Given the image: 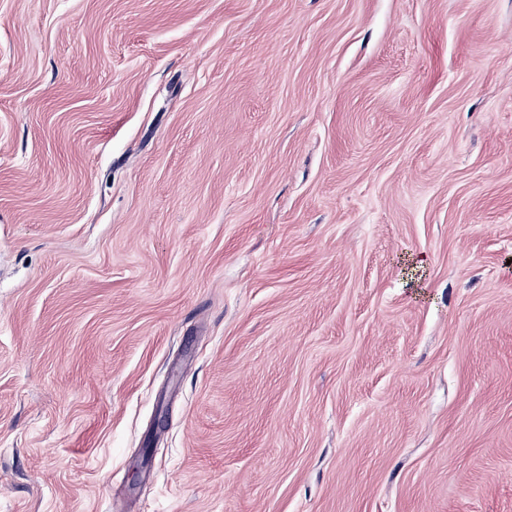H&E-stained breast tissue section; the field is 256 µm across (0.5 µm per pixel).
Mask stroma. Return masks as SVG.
Instances as JSON below:
<instances>
[{
	"label": "stroma",
	"instance_id": "1",
	"mask_svg": "<svg viewBox=\"0 0 512 512\" xmlns=\"http://www.w3.org/2000/svg\"><path fill=\"white\" fill-rule=\"evenodd\" d=\"M0 512H512V0H0Z\"/></svg>",
	"mask_w": 512,
	"mask_h": 512
}]
</instances>
